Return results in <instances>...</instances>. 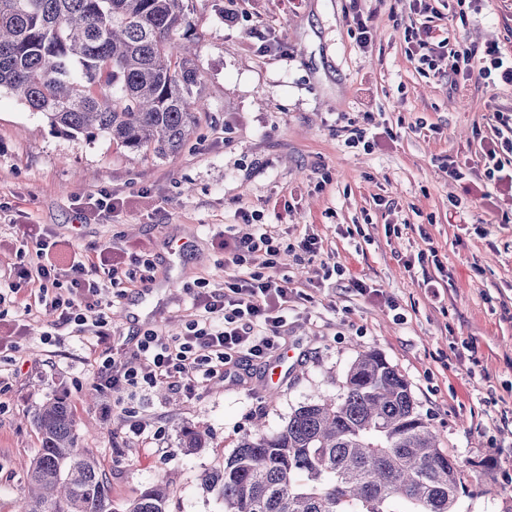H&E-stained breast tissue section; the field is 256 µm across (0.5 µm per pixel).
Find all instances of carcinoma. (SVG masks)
Instances as JSON below:
<instances>
[{"mask_svg": "<svg viewBox=\"0 0 512 512\" xmlns=\"http://www.w3.org/2000/svg\"><path fill=\"white\" fill-rule=\"evenodd\" d=\"M191 30L183 0H0V89L74 139L106 134L163 159L197 124L200 74L181 44ZM32 422L41 448L18 512H114L67 400ZM206 444L199 428L182 429L185 452ZM199 481L224 512H459L466 492L409 382L375 351L354 359L342 394L300 405L276 433L256 429ZM170 495L155 482L124 512H167Z\"/></svg>", "mask_w": 512, "mask_h": 512, "instance_id": "1", "label": "carcinoma"}]
</instances>
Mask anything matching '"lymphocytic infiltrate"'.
Here are the masks:
<instances>
[{"label": "lymphocytic infiltrate", "instance_id": "1", "mask_svg": "<svg viewBox=\"0 0 512 512\" xmlns=\"http://www.w3.org/2000/svg\"><path fill=\"white\" fill-rule=\"evenodd\" d=\"M34 249L33 264L20 271L21 279L31 285V299L57 312L61 325L92 331L100 347L94 359L95 388L111 397L162 386L190 392L200 383L224 378V368L233 360L267 357L277 347L279 329L288 317V289L278 275L280 248L271 231L263 228L240 239L231 254L233 265L247 267L246 275L231 278L219 293L198 282L192 291L198 313L184 333L163 336L145 330L136 337V352L118 360L109 345L111 326L102 315L93 314L82 294L96 292L102 271L112 287H123L128 278L123 263L116 260L101 268L65 242L39 239ZM65 280L71 288L66 298L54 293Z\"/></svg>", "mask_w": 512, "mask_h": 512}]
</instances>
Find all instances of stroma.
Returning <instances> with one entry per match:
<instances>
[{"label": "stroma", "instance_id": "1", "mask_svg": "<svg viewBox=\"0 0 512 512\" xmlns=\"http://www.w3.org/2000/svg\"><path fill=\"white\" fill-rule=\"evenodd\" d=\"M431 5L414 14L406 0H359L372 25L364 48L350 0H185L204 106L191 141L166 159L105 134L73 139L0 89V324L19 346L0 360V512H15L41 446L31 417L55 396L95 451L116 512L161 478L169 512H224L200 474L222 467L256 421L274 433L303 403L340 394L369 350L407 379L441 448L464 464L460 512H512V184L484 175L491 148L512 170L498 148L512 83L479 72L489 51L512 59V0ZM424 35L474 48V70L452 73L444 56L420 64L411 51ZM349 124L369 147L346 146ZM102 193L112 212L93 207ZM259 223L281 242L288 280L280 386L270 359L241 360L193 392L157 387L116 403L93 389L94 336L25 311V244L45 235L93 254L110 243L136 274L121 290L100 281L114 331L179 335L190 285L219 290L241 274L227 248ZM310 234L321 241L313 256L299 248ZM431 248L434 263L421 258ZM333 265L342 274L327 275ZM131 417L152 432L133 437ZM185 425L206 432L207 448L184 453ZM484 456L490 469L468 467Z\"/></svg>", "mask_w": 512, "mask_h": 512}]
</instances>
